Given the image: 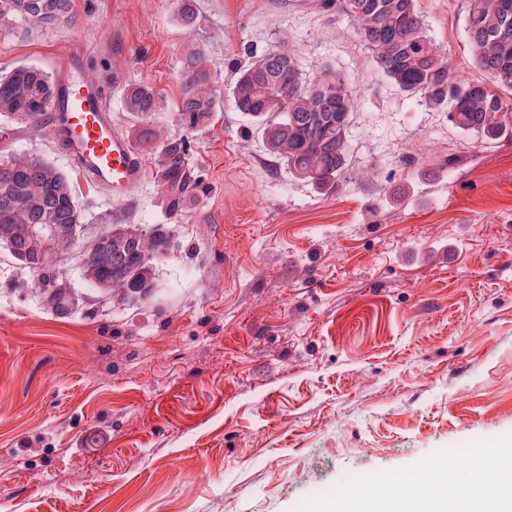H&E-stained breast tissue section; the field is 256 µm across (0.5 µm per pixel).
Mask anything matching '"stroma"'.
<instances>
[{
    "label": "stroma",
    "instance_id": "stroma-1",
    "mask_svg": "<svg viewBox=\"0 0 512 512\" xmlns=\"http://www.w3.org/2000/svg\"><path fill=\"white\" fill-rule=\"evenodd\" d=\"M453 73L475 81L467 0H416ZM76 0L70 24L0 27V74L34 64L105 90L161 95L211 192L167 217L151 176L125 198L84 176L46 125L0 115V158L71 180L81 242L109 224H168L147 300L85 296L59 317L0 248V512H295L350 474L416 464L512 432V139L417 105L323 0ZM285 45L308 77L360 92L346 173L317 192L267 155L231 98L246 52ZM206 53L215 112L177 120L185 56Z\"/></svg>",
    "mask_w": 512,
    "mask_h": 512
}]
</instances>
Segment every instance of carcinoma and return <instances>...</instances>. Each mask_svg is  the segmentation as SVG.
I'll use <instances>...</instances> for the list:
<instances>
[{
  "mask_svg": "<svg viewBox=\"0 0 512 512\" xmlns=\"http://www.w3.org/2000/svg\"><path fill=\"white\" fill-rule=\"evenodd\" d=\"M337 8L355 24L372 53L375 71L431 110H441L456 128L489 140L512 137V105L500 92L512 91V0H470L466 33L482 81L453 76L448 57L427 35L415 0H340ZM74 0H0V23L55 26L69 23ZM237 111L258 126L268 154L284 162L297 179L319 191L336 185L347 161L348 128L358 90L350 78L330 67L303 77L294 53L279 46L239 66L231 88ZM51 76L21 65L0 76V114L37 126L48 114ZM123 105L135 119L127 141L153 159L152 176L169 216L180 215L212 187L191 161V142L163 134L155 123L163 103L147 84H129ZM215 109L208 85L205 53L191 52L184 62L177 117L190 130L206 127ZM53 225L64 233L56 246L40 247L33 231ZM82 213L69 177L55 165L30 155L0 160V230L12 257L31 276L38 297L53 290L64 275L63 262L77 255L84 275L111 285L102 294L123 303L145 300L156 290L155 262L166 255L170 231L163 224H113L112 236L97 251L74 253ZM49 310L73 313L70 298L56 293Z\"/></svg>",
  "mask_w": 512,
  "mask_h": 512,
  "instance_id": "1",
  "label": "carcinoma"
}]
</instances>
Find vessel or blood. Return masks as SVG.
I'll use <instances>...</instances> for the list:
<instances>
[{
  "instance_id": "vessel-or-blood-1",
  "label": "vessel or blood",
  "mask_w": 512,
  "mask_h": 512,
  "mask_svg": "<svg viewBox=\"0 0 512 512\" xmlns=\"http://www.w3.org/2000/svg\"><path fill=\"white\" fill-rule=\"evenodd\" d=\"M102 98L101 87L63 72L55 82L48 128L81 171L124 198L140 184L144 170L132 145L113 134Z\"/></svg>"
}]
</instances>
